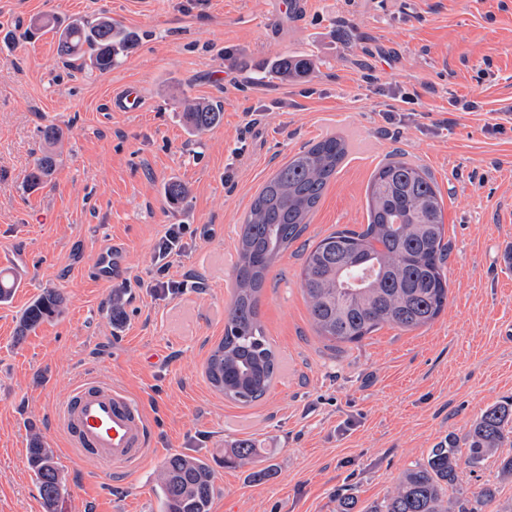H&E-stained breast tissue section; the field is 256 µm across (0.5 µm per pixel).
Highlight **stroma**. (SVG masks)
Returning <instances> with one entry per match:
<instances>
[{"mask_svg":"<svg viewBox=\"0 0 512 512\" xmlns=\"http://www.w3.org/2000/svg\"><path fill=\"white\" fill-rule=\"evenodd\" d=\"M299 2L0 0V269L19 277L0 303V512H44L27 456L35 433L62 467V512H159L171 452L211 463V512H339L348 496L363 508L512 397V0ZM46 13L104 14L140 43L103 74L67 64L54 32L22 37ZM285 53L310 56L314 71L266 79L268 62ZM127 86L142 93L143 111L109 110ZM185 97L221 101L222 123L189 137ZM463 101L475 109L461 110ZM49 124L65 137L51 182L31 190L23 179ZM327 135L343 137L348 154L301 242L365 228L371 177L398 154L441 192L448 304L427 327L385 325L331 348L311 321L301 242L292 243L261 305L278 377L261 399L230 401L205 369L224 335L241 224L264 181ZM172 179L189 188L176 209L162 193ZM169 224L194 231L170 275L192 273L199 285L159 298L146 284ZM113 239L125 269L102 282L92 275L98 248ZM49 290L63 296L62 312L18 338L23 311ZM86 370L142 401L153 455L138 472L100 478L53 428L57 402ZM241 439L262 448L260 462L224 466ZM459 484L471 494L496 487L483 512L512 504V479L495 460L460 466Z\"/></svg>","mask_w":512,"mask_h":512,"instance_id":"stroma-1","label":"stroma"}]
</instances>
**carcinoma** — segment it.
I'll use <instances>...</instances> for the list:
<instances>
[{
  "mask_svg": "<svg viewBox=\"0 0 512 512\" xmlns=\"http://www.w3.org/2000/svg\"><path fill=\"white\" fill-rule=\"evenodd\" d=\"M37 22L56 30L60 56L76 58L100 73L111 71L138 45L136 33L108 16L91 23L75 20L61 30L51 16ZM314 67L305 55L285 54L272 62L268 74L295 79L309 75ZM182 116L188 132L199 136L222 122L224 106L186 98ZM347 152L341 137L320 140L280 166L251 202L236 247L224 337L206 367L212 387L230 400L250 404L274 383L279 361L260 320L261 294L270 268L301 236ZM54 167V153L47 150L28 172L27 186L42 187ZM163 195L176 206L187 197L188 187L170 180L163 185ZM368 198L369 224L364 230H337L303 248L299 277L310 317L318 334L335 344L358 342L385 324L407 331L422 328L448 303L443 199L431 174L403 160L388 161L375 172ZM62 302L55 291L35 299L21 316L18 338L59 314ZM507 442L512 443V400L487 409L473 426L465 464L476 468L494 457L499 475L512 478V456L498 455ZM28 453L45 512H58L66 485L52 450L36 435ZM259 457L255 445L242 440L225 451L224 462L243 464ZM458 469L459 449L447 438L430 450L426 461L406 470L381 503L365 512H480L495 499L496 489H481L473 502L449 496ZM159 491L161 512H211L214 470L206 459L172 453L165 459Z\"/></svg>",
  "mask_w": 512,
  "mask_h": 512,
  "instance_id": "cac0c4a2",
  "label": "carcinoma"
}]
</instances>
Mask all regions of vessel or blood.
<instances>
[{"label": "vessel or blood", "instance_id": "vessel-or-blood-1", "mask_svg": "<svg viewBox=\"0 0 512 512\" xmlns=\"http://www.w3.org/2000/svg\"><path fill=\"white\" fill-rule=\"evenodd\" d=\"M141 105L140 93L132 86L112 97V107L117 112H137ZM103 250L96 274L109 279L122 265L123 249L112 241ZM55 422L70 446L94 462L106 477L117 469L135 472L152 454L149 419L142 402L89 372L67 391Z\"/></svg>", "mask_w": 512, "mask_h": 512}]
</instances>
